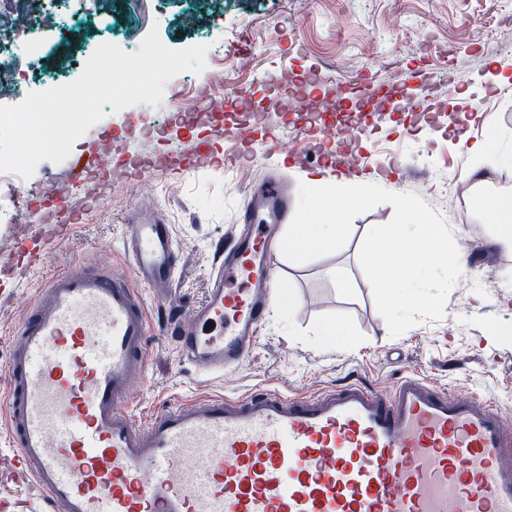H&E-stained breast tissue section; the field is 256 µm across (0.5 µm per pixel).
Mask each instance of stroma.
<instances>
[{
    "mask_svg": "<svg viewBox=\"0 0 512 512\" xmlns=\"http://www.w3.org/2000/svg\"><path fill=\"white\" fill-rule=\"evenodd\" d=\"M188 7L197 14L192 28L177 19ZM50 8L70 23L42 32L49 51L38 65L59 84L74 81L81 73L80 59L101 43L128 52L139 49L138 42L124 36L119 0L108 11L98 0H31L13 13L12 53H27L34 16ZM153 27L172 49L208 45L207 69L223 81L205 105H198L191 85L180 78L165 87L166 93H179L186 111L202 109L204 119L194 125L175 120L166 101L155 108L142 103L109 112L75 142L68 160L41 162L20 185L0 179V254L14 252L16 224L41 221L46 204L57 202L74 160L97 155L104 141L127 158L172 153L191 138L207 143L211 154L239 151L246 158L128 178L99 194L84 219L56 239L30 241L31 263L0 280V394L10 383L12 331L41 280L79 266L128 272L122 239L136 210L171 224L177 273L164 294H144L150 322L145 381L122 403L123 411L142 418L171 403L214 395L235 398L262 386L308 396L361 382L383 392L405 371L415 370L451 392L491 393L512 413V338L501 335L512 327V247L499 243L497 228L489 224L462 269L469 287L454 285L442 318L422 319L399 336H390L358 263L365 227L388 222L393 215L388 204L358 215L342 250L303 266H292L280 247H273L277 286L292 290L297 302L288 312L270 309L254 349L237 370L221 377L200 373L163 333L170 314L190 319L205 295L218 241L238 233L250 189L273 177L293 199L299 181L316 170L331 179L367 173L381 178L386 190L418 194L452 232L466 237L476 219L474 181L482 178L486 190L512 193V165L498 164L492 156L476 159L462 143L466 136L481 138L492 125L512 144V87L498 88L489 77L494 68L512 72V0H224L220 11L207 0H148L141 29ZM428 32L437 48L424 58L417 41ZM246 38L252 41L253 66L242 70L236 61ZM314 65L330 83L310 89L307 107L321 111L340 95L351 99L383 93L399 74L410 92L423 99L426 125H418L411 112L376 107L359 143L364 161L341 173L324 168L320 152L299 162L276 150V143L299 138L293 112L277 127L262 122L237 139L241 117L221 109L224 95L242 93L261 110L283 97L285 78ZM493 272L507 280V287H479V279ZM330 322L343 324L350 341L325 344L319 330ZM15 460L8 430L0 427V512H44L34 484L12 478Z\"/></svg>",
    "mask_w": 512,
    "mask_h": 512,
    "instance_id": "obj_1",
    "label": "stroma"
}]
</instances>
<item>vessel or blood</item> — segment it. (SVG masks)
Instances as JSON below:
<instances>
[{"label": "vessel or blood", "instance_id": "b4317fda", "mask_svg": "<svg viewBox=\"0 0 512 512\" xmlns=\"http://www.w3.org/2000/svg\"><path fill=\"white\" fill-rule=\"evenodd\" d=\"M289 215L287 194L265 182L242 233L219 243L192 322L171 329L200 372L247 357L274 291L257 227ZM123 249L131 274L49 275L8 359L0 397L16 473L53 512H512V414L492 396L453 395L414 372L384 393L355 382L304 398L260 388L141 422L119 413L144 380L141 290H167L176 269L160 217H133Z\"/></svg>", "mask_w": 512, "mask_h": 512}]
</instances>
